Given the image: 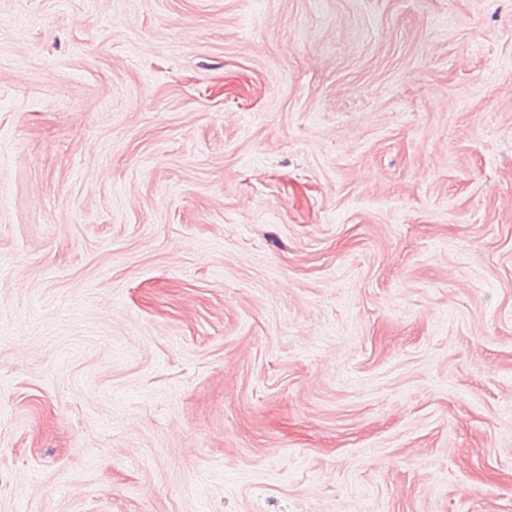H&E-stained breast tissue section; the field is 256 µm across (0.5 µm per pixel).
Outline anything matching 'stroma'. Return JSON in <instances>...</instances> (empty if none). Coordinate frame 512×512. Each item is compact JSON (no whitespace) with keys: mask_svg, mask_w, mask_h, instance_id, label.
<instances>
[{"mask_svg":"<svg viewBox=\"0 0 512 512\" xmlns=\"http://www.w3.org/2000/svg\"><path fill=\"white\" fill-rule=\"evenodd\" d=\"M0 512H512V0H0Z\"/></svg>","mask_w":512,"mask_h":512,"instance_id":"obj_1","label":"stroma"}]
</instances>
